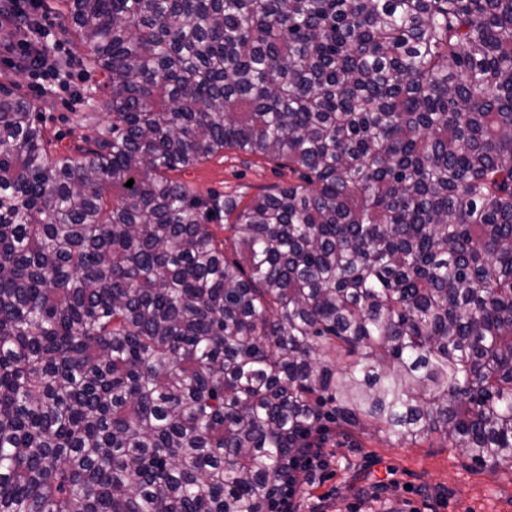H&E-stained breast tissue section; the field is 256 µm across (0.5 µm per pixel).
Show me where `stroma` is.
I'll list each match as a JSON object with an SVG mask.
<instances>
[{
  "instance_id": "35a3bbf8",
  "label": "stroma",
  "mask_w": 512,
  "mask_h": 512,
  "mask_svg": "<svg viewBox=\"0 0 512 512\" xmlns=\"http://www.w3.org/2000/svg\"><path fill=\"white\" fill-rule=\"evenodd\" d=\"M35 17L48 33L55 76L39 78L0 57V83L18 84L65 150L107 125L110 94L104 74L83 61L69 19L53 9ZM173 177L203 198L220 192L246 201L287 184L290 174L268 159L227 150ZM325 455L326 466L307 471L296 512H512V474L473 466L457 448L380 439L360 448L334 444Z\"/></svg>"
}]
</instances>
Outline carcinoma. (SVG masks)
I'll return each mask as SVG.
<instances>
[{"label": "carcinoma", "instance_id": "cac0c4a2", "mask_svg": "<svg viewBox=\"0 0 512 512\" xmlns=\"http://www.w3.org/2000/svg\"><path fill=\"white\" fill-rule=\"evenodd\" d=\"M50 7L112 120L0 84V512H270L335 436L512 471V0ZM226 149L298 182L168 176Z\"/></svg>", "mask_w": 512, "mask_h": 512}]
</instances>
